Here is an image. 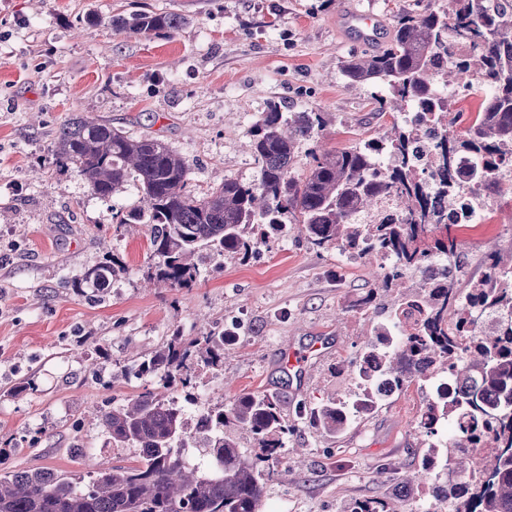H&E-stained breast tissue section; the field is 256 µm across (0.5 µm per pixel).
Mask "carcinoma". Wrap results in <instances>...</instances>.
<instances>
[{"label": "carcinoma", "mask_w": 512, "mask_h": 512, "mask_svg": "<svg viewBox=\"0 0 512 512\" xmlns=\"http://www.w3.org/2000/svg\"><path fill=\"white\" fill-rule=\"evenodd\" d=\"M451 12L431 8L400 10L388 43L371 54L344 61L342 75L352 83L381 84L388 96L379 111L403 102L430 107L435 81L468 82L484 92L480 111L462 134H443L429 166L442 192L453 191L466 175L498 189V171L512 164V4L503 0H451ZM186 18L169 13H141L112 18L117 31L133 34L178 30ZM463 40L470 55L452 59L440 75L435 67L448 57V43ZM321 112H281L272 107L256 122L250 150L257 179L241 183L224 179L203 196L189 186L186 159L167 143L149 136L133 137L110 123L75 117L62 125L52 147L53 163L72 166L93 194L109 198L129 180L138 183L144 206L112 214L117 224L148 226L155 263L148 279L171 288H190L198 276L197 260L208 255L244 257L280 235L288 224L313 246L358 248L365 257L386 254L388 269L375 272L384 293L397 287L401 270L417 269L436 256L450 261L437 287L395 298L421 303L423 316L411 333L391 336L381 323L360 354L346 368L360 391L373 386L371 367L400 390L417 379L449 375L453 391L431 397L417 418L426 436L448 437L427 443L420 485H435L438 500L452 512H512V263L487 257L478 279L464 280L463 242L445 225L446 235L430 239L439 227L438 212L422 190L415 165L411 131L393 128L388 138L392 161L374 170L370 142L311 154L307 173L292 175L301 141L319 133ZM470 153L483 165L464 173L454 157ZM393 194L405 212L401 224H355L357 212H371L380 199ZM72 281L81 292H104L116 270L110 263ZM487 314L483 325L467 308ZM235 339V331L207 332L167 345L133 366L134 374L154 380L129 402L100 412L106 444L135 448L134 463L90 471L72 478L51 469L0 474V512H261L267 482L281 464L280 450L292 426L272 395L242 394L227 408L204 410L199 431L183 406L171 396L185 392L194 400L192 370L203 363L217 367ZM378 403L361 406L329 398L296 412L298 419L330 434L350 426ZM244 430L254 447L243 448L236 432ZM205 437L206 450L219 472L210 475L180 459V449Z\"/></svg>", "instance_id": "obj_1"}]
</instances>
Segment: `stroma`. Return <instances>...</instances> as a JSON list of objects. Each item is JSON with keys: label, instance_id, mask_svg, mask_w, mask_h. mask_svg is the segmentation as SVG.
<instances>
[{"label": "stroma", "instance_id": "35a3bbf8", "mask_svg": "<svg viewBox=\"0 0 512 512\" xmlns=\"http://www.w3.org/2000/svg\"><path fill=\"white\" fill-rule=\"evenodd\" d=\"M416 0H0V474L49 468L88 472L75 444L96 449L97 468L132 464V448H106L98 412L142 392L135 357L171 336L234 328L235 344L216 368L198 367L202 406L242 393L272 394L285 418L299 404L347 398L337 373L370 335V315L352 303L375 280L367 261L341 265L298 229L248 259H204L190 288L150 282L149 232L112 214L141 204L137 182L103 199L71 168L52 163L53 138L75 116L148 135L181 153L197 193L231 178L256 179L251 130L270 104L322 113L319 138L343 149L385 136L396 112L378 113L383 86L352 85L344 60L369 51L342 21L345 10L375 16L389 39L397 10ZM186 17L175 32L113 31V14ZM98 17L90 25L89 17ZM468 276L487 254L512 260V195L485 224L460 228ZM124 268L104 296L78 295L70 280L106 259ZM325 349L302 379L280 367L283 348ZM31 388L14 393L15 384ZM429 397L411 383L357 417L340 435L297 424L283 450L288 472L273 475L262 512H350L384 499L413 512L427 438L415 424ZM391 464L396 479L379 476Z\"/></svg>", "mask_w": 512, "mask_h": 512}]
</instances>
